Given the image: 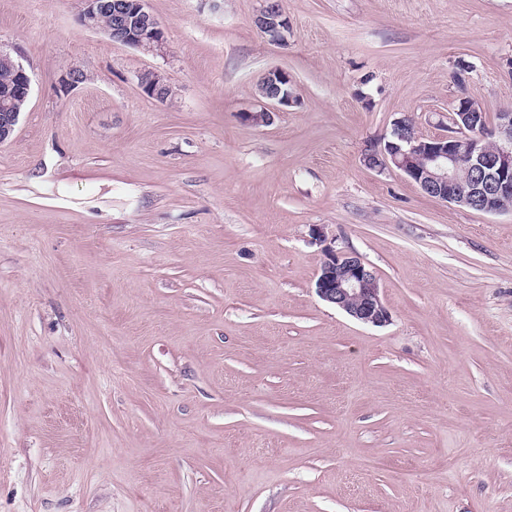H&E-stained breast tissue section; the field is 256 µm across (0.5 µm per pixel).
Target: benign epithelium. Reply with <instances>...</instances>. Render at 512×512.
I'll return each instance as SVG.
<instances>
[{
	"label": "benign epithelium",
	"instance_id": "1",
	"mask_svg": "<svg viewBox=\"0 0 512 512\" xmlns=\"http://www.w3.org/2000/svg\"><path fill=\"white\" fill-rule=\"evenodd\" d=\"M80 24L96 29L102 13L110 10L107 0H84ZM257 29L271 41L284 45L292 35V24L282 8L263 5L255 19ZM112 40L148 53H161L167 41L162 25L148 11L146 0H122L113 13ZM13 91L25 101L31 94V77L18 62ZM139 85L152 98L162 101L160 87L165 77L155 71L138 76ZM257 94L269 107L243 113L251 125L271 122L273 110L296 101L288 72L273 68L257 85ZM449 133L423 137L407 130L406 120L394 121L390 137L368 146L363 162L370 169L395 168L410 178L426 195L457 207L495 213L512 207V110L497 114L496 146L490 148L480 130L488 125L481 105L464 96L449 117ZM314 244L321 247L323 261L314 288L326 303L363 324L382 326L389 322L376 272L353 251L336 248V237L318 226L312 230Z\"/></svg>",
	"mask_w": 512,
	"mask_h": 512
}]
</instances>
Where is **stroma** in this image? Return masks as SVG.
Masks as SVG:
<instances>
[{
    "label": "stroma",
    "mask_w": 512,
    "mask_h": 512,
    "mask_svg": "<svg viewBox=\"0 0 512 512\" xmlns=\"http://www.w3.org/2000/svg\"><path fill=\"white\" fill-rule=\"evenodd\" d=\"M262 4L147 0L152 54L0 0V512H512V210L362 161L512 108V0H283L284 46ZM275 67L295 104L244 123ZM316 225L386 325L317 297ZM282 8H275L267 5L264 1L263 6L255 19L257 29L268 36L272 42L285 45L288 43V37L292 35V24L284 11L281 0H276ZM10 52L0 48V57L11 61L10 64L0 61V125L2 129L0 141H4L6 136L3 129L11 132L18 122L19 114L23 111L26 102L20 103L17 99L10 97V91L13 87L15 96L21 101H25L31 94V77L19 61H12ZM15 79V83H14ZM14 84V85H13ZM1 112H4L1 114ZM14 131V130H13ZM11 132V134L13 133ZM10 134V135H11Z\"/></svg>",
    "instance_id": "35a3bbf8"
}]
</instances>
